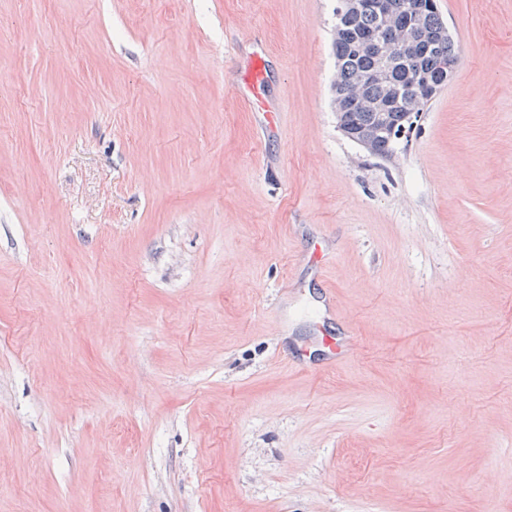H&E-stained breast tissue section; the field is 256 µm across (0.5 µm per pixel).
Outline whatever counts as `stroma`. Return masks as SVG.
<instances>
[{"instance_id":"1","label":"stroma","mask_w":512,"mask_h":512,"mask_svg":"<svg viewBox=\"0 0 512 512\" xmlns=\"http://www.w3.org/2000/svg\"><path fill=\"white\" fill-rule=\"evenodd\" d=\"M437 3L385 158L336 0H0V512H512V0Z\"/></svg>"}]
</instances>
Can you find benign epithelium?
Listing matches in <instances>:
<instances>
[{"label": "benign epithelium", "instance_id": "1", "mask_svg": "<svg viewBox=\"0 0 512 512\" xmlns=\"http://www.w3.org/2000/svg\"><path fill=\"white\" fill-rule=\"evenodd\" d=\"M426 7L437 9L436 0H418L417 5L407 8L399 7L396 0H339V14L351 17L368 13L377 19V27L358 33L354 39L360 54L372 61L360 77L357 88L378 84L384 87L383 96L368 100L357 92L350 96L338 94L334 100L338 127L343 132L347 127L346 113L365 110L376 113L378 125L357 138V142L370 152L375 151L379 139L395 134L396 127L389 126L387 121L391 113L401 112L405 120L414 122L442 85L456 74L458 58L455 56L439 58L437 70L442 76L438 80L414 65L421 52L429 51L448 36L445 23L437 32L423 27L420 15ZM398 61L411 67V82L404 88L393 84L389 77L390 66Z\"/></svg>", "mask_w": 512, "mask_h": 512}]
</instances>
